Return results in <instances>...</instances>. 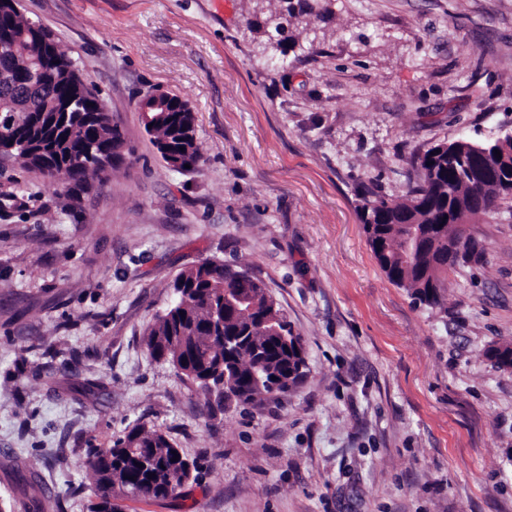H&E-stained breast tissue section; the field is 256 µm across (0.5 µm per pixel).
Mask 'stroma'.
Here are the masks:
<instances>
[{"label": "stroma", "mask_w": 512, "mask_h": 512, "mask_svg": "<svg viewBox=\"0 0 512 512\" xmlns=\"http://www.w3.org/2000/svg\"><path fill=\"white\" fill-rule=\"evenodd\" d=\"M267 0H21L125 139L101 187L0 166V512H89L87 448L164 431L199 465L120 512H512V201L461 225L479 263L440 306L380 268L363 188L402 201L442 141L512 134V0H321L278 43ZM186 101L201 158L175 171L147 93ZM207 260L261 280L303 342L302 380L209 406L144 344L170 285ZM101 386L78 392L80 381Z\"/></svg>", "instance_id": "stroma-1"}]
</instances>
